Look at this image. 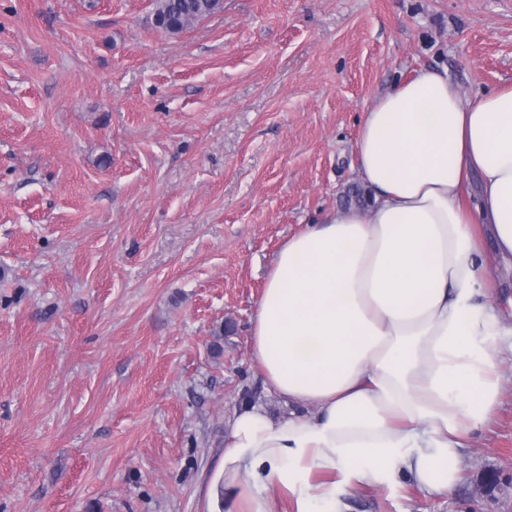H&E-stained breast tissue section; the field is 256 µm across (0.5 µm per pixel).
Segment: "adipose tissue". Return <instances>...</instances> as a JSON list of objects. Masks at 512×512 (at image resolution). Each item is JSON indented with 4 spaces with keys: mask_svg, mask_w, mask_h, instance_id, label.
I'll return each mask as SVG.
<instances>
[{
    "mask_svg": "<svg viewBox=\"0 0 512 512\" xmlns=\"http://www.w3.org/2000/svg\"><path fill=\"white\" fill-rule=\"evenodd\" d=\"M357 167L372 205L279 248L250 358L276 417L245 399L206 512H340L359 486L412 475L452 491L464 438L499 404V319L485 272L512 257V85L462 97L422 68L365 110Z\"/></svg>",
    "mask_w": 512,
    "mask_h": 512,
    "instance_id": "ef3b65f1",
    "label": "adipose tissue"
}]
</instances>
